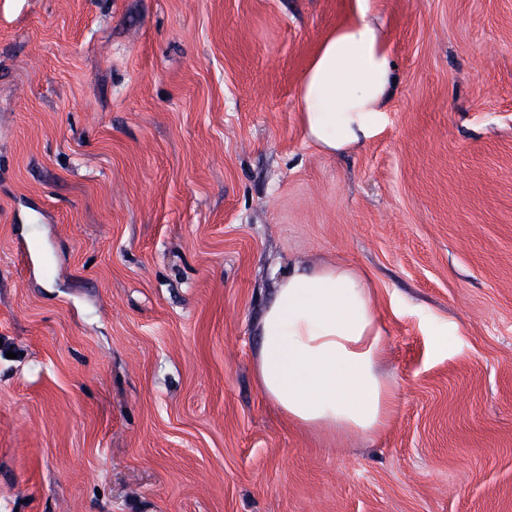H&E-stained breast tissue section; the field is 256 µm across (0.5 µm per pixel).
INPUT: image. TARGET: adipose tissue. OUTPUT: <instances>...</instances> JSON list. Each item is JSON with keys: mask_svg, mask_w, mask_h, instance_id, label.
<instances>
[{"mask_svg": "<svg viewBox=\"0 0 512 512\" xmlns=\"http://www.w3.org/2000/svg\"><path fill=\"white\" fill-rule=\"evenodd\" d=\"M391 49L370 0L331 31L299 89L306 138L329 154L363 146L384 121L394 85ZM256 377L292 422L313 432L378 434L394 395L376 365L383 329L368 279L342 265L294 264L258 321Z\"/></svg>", "mask_w": 512, "mask_h": 512, "instance_id": "obj_1", "label": "adipose tissue"}]
</instances>
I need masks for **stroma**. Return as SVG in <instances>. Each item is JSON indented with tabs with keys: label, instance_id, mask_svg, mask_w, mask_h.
<instances>
[{
	"label": "stroma",
	"instance_id": "stroma-1",
	"mask_svg": "<svg viewBox=\"0 0 512 512\" xmlns=\"http://www.w3.org/2000/svg\"><path fill=\"white\" fill-rule=\"evenodd\" d=\"M355 0H0V512H512V0H373L354 152L297 96ZM369 278L370 438L255 377L294 263Z\"/></svg>",
	"mask_w": 512,
	"mask_h": 512
}]
</instances>
